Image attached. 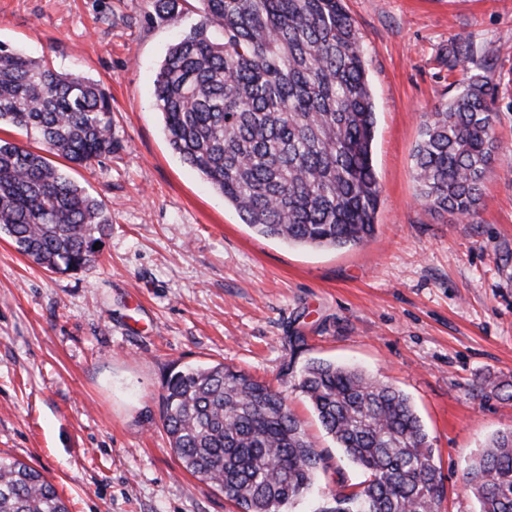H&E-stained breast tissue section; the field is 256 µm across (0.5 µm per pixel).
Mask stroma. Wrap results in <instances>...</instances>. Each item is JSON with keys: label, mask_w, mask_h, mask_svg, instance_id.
<instances>
[{"label": "stroma", "mask_w": 512, "mask_h": 512, "mask_svg": "<svg viewBox=\"0 0 512 512\" xmlns=\"http://www.w3.org/2000/svg\"><path fill=\"white\" fill-rule=\"evenodd\" d=\"M365 51L376 112L377 233L338 249L290 246L243 224L173 153L153 89L172 43L198 15L151 0H0V43L104 83L111 158H55L112 224L96 261L52 273L0 236V457L40 470L69 512H234L186 472L162 428L165 382L185 366L233 367L282 392L331 467L340 461L296 384L307 362L353 366L406 393L434 448L439 512H477L465 473L512 426V0H344ZM474 46L470 73L496 85L501 151L477 215L430 211L413 150L425 114L461 74L448 51Z\"/></svg>", "instance_id": "obj_1"}]
</instances>
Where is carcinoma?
I'll list each match as a JSON object with an SVG mask.
<instances>
[{
  "label": "carcinoma",
  "instance_id": "carcinoma-1",
  "mask_svg": "<svg viewBox=\"0 0 512 512\" xmlns=\"http://www.w3.org/2000/svg\"><path fill=\"white\" fill-rule=\"evenodd\" d=\"M199 21L167 51L155 82L169 145L264 237L317 248L376 232V112L361 37L343 0H196ZM461 88L425 115L415 152L421 201L472 218L497 161L495 86L465 67ZM34 133L76 165L112 155V98L0 44V124ZM106 205L48 158L0 139V233L52 273L94 262ZM298 388L351 463L334 505L317 512H438L434 449L409 397L358 369L313 361ZM163 429L181 466L237 512H285L308 496L328 457L281 392L222 364L170 373ZM478 512H512V427L468 467ZM0 512H68L55 486L0 458Z\"/></svg>",
  "mask_w": 512,
  "mask_h": 512
}]
</instances>
